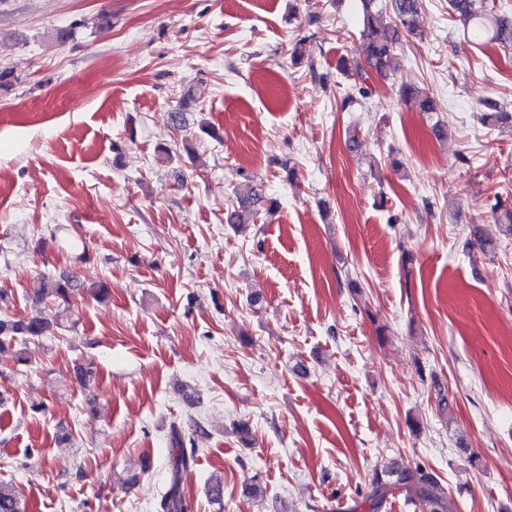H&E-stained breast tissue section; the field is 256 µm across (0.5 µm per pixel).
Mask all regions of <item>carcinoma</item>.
Here are the masks:
<instances>
[{"label":"carcinoma","instance_id":"1","mask_svg":"<svg viewBox=\"0 0 512 512\" xmlns=\"http://www.w3.org/2000/svg\"><path fill=\"white\" fill-rule=\"evenodd\" d=\"M373 3L374 0H364L365 14L361 33L363 61H342L343 71L347 73L354 70L362 82L368 79L370 71L381 78L387 77L400 31L412 33L417 26L419 0H391L393 17L389 23L382 11H372ZM448 4L453 15L470 30L475 40L495 42L504 48L512 47V15L497 14L489 26L485 23L486 0H448ZM401 92L405 97L416 100L421 111H434L433 100L414 86L407 84ZM263 202L264 197L260 194L238 202L230 213V223H256ZM83 289L101 302L109 298L104 283L87 284L76 275L63 274L51 281L50 291H45L43 287L36 291L37 300L44 307L36 308L19 319H0V361H11L15 365L26 364L22 345L31 339L46 337L51 330L63 327L64 312L71 298ZM195 453L194 437H187L177 426H172L167 459L169 482L156 504V512H193V505L182 489V477ZM370 486L371 491L366 501L370 503L372 512L382 507L388 489L392 487L404 490L408 500L413 503L426 501L431 506V512H445L446 509L447 494L440 479L417 466L395 462L384 472L375 474ZM0 512H23L15 487L0 483Z\"/></svg>","mask_w":512,"mask_h":512}]
</instances>
